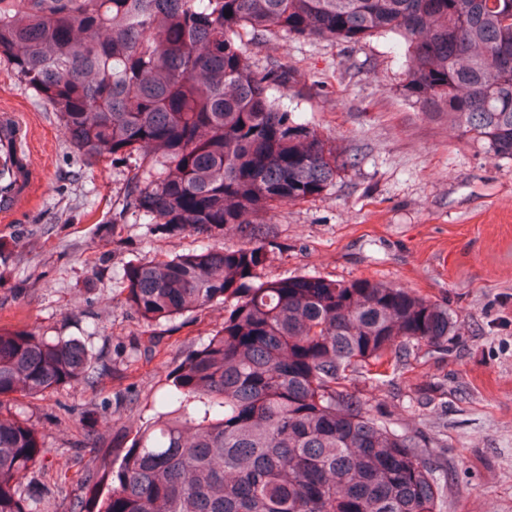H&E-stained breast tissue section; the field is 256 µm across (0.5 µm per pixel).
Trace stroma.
I'll use <instances>...</instances> for the list:
<instances>
[{"mask_svg": "<svg viewBox=\"0 0 512 512\" xmlns=\"http://www.w3.org/2000/svg\"><path fill=\"white\" fill-rule=\"evenodd\" d=\"M258 67L302 75L290 99L319 132L358 152L334 186L273 212L278 247L263 274L369 277L447 304L454 327L440 349L357 377L379 413L434 443L447 487L442 512H512V161L460 136L444 112L406 99L394 42L302 39L279 32L249 43ZM30 130L46 189L0 226V329L90 338L105 375L97 390L67 386L15 412L49 453L44 472L72 481L42 512H70L87 460L118 466L151 424L167 375L224 323L220 307L150 323L126 302L120 273L132 260L198 251L191 234L168 237L122 209L135 159L86 162L56 113L0 59V104ZM99 322L87 336L90 322ZM108 418L75 447L89 405Z\"/></svg>", "mask_w": 512, "mask_h": 512, "instance_id": "obj_1", "label": "stroma"}]
</instances>
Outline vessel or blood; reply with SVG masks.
Wrapping results in <instances>:
<instances>
[{"instance_id": "1", "label": "vessel or blood", "mask_w": 512, "mask_h": 512, "mask_svg": "<svg viewBox=\"0 0 512 512\" xmlns=\"http://www.w3.org/2000/svg\"><path fill=\"white\" fill-rule=\"evenodd\" d=\"M42 172L32 159L30 136L14 109L0 107V222L13 221L42 193Z\"/></svg>"}]
</instances>
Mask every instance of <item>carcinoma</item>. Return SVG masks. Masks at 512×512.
Segmentation results:
<instances>
[{"label":"carcinoma","instance_id":"obj_1","mask_svg":"<svg viewBox=\"0 0 512 512\" xmlns=\"http://www.w3.org/2000/svg\"><path fill=\"white\" fill-rule=\"evenodd\" d=\"M232 16L227 17L225 13ZM358 43L394 35L404 92L461 136L512 160V0H0V58L57 112L87 160L139 155L126 206L197 253L122 269L126 301L159 322L213 304L224 326L171 375L165 411L72 512H441L431 442L373 414L354 377L448 342V306L382 280L262 279L267 215L336 183L356 155L274 95L300 80L258 68L249 42ZM240 243L224 246V234ZM101 353L79 339L0 330V512H36L29 473L48 449L7 404L95 389ZM96 409L80 419L95 435Z\"/></svg>","mask_w":512,"mask_h":512}]
</instances>
